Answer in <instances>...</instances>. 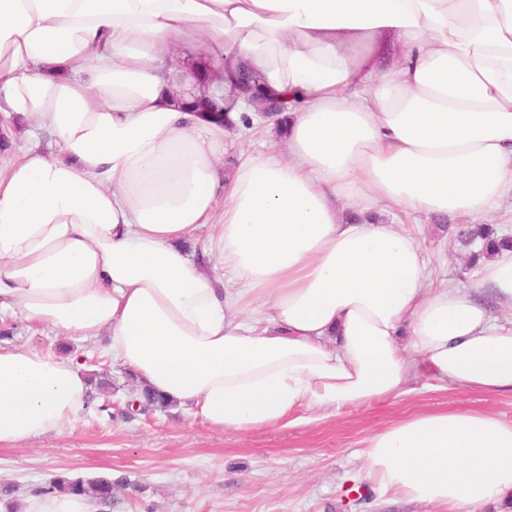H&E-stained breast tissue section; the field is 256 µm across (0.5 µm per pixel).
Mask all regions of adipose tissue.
<instances>
[{"mask_svg":"<svg viewBox=\"0 0 512 512\" xmlns=\"http://www.w3.org/2000/svg\"><path fill=\"white\" fill-rule=\"evenodd\" d=\"M185 48L187 64L165 62ZM243 63L287 122V159H218L252 105ZM224 85L223 122L191 106ZM0 310L61 338L106 337L141 386L210 427L340 412L426 376L512 394V251L476 286L432 288L373 202L479 223L512 194V0H0ZM56 148L42 150L41 131ZM209 229V266L186 247ZM406 331L407 346L397 341ZM72 358L0 347V447L74 429ZM375 490L475 512L512 496V422L424 410L376 429ZM77 494L20 512H96Z\"/></svg>","mask_w":512,"mask_h":512,"instance_id":"adipose-tissue-1","label":"adipose tissue"}]
</instances>
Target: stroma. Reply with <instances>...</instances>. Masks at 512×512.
Instances as JSON below:
<instances>
[{
    "label": "stroma",
    "mask_w": 512,
    "mask_h": 512,
    "mask_svg": "<svg viewBox=\"0 0 512 512\" xmlns=\"http://www.w3.org/2000/svg\"><path fill=\"white\" fill-rule=\"evenodd\" d=\"M371 220L398 224L429 258L434 284L470 288L459 244L443 217L376 206ZM105 340H70L85 369L107 373L73 431L0 447V503L38 492L59 476L127 480L114 512H434L381 494L365 477L366 440L379 426L420 410L471 409L512 421V395L439 388L428 378L408 393L336 414L299 410L294 422L242 434L211 428L180 407L128 413L139 389L105 354Z\"/></svg>",
    "instance_id": "stroma-1"
}]
</instances>
